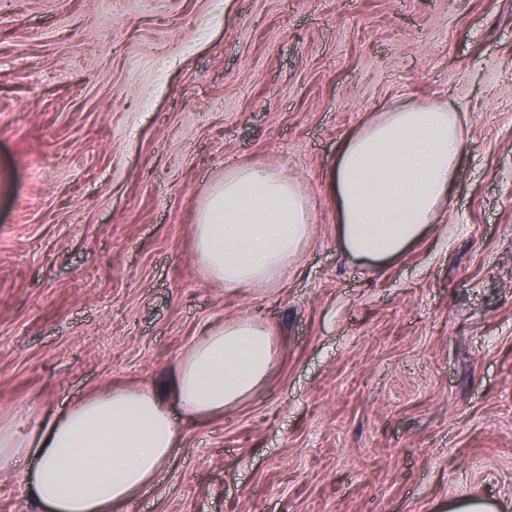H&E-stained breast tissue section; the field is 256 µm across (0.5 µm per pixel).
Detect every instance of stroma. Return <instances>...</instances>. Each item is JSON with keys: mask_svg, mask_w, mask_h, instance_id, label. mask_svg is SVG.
Wrapping results in <instances>:
<instances>
[{"mask_svg": "<svg viewBox=\"0 0 512 512\" xmlns=\"http://www.w3.org/2000/svg\"><path fill=\"white\" fill-rule=\"evenodd\" d=\"M466 114L435 231L349 259L331 173L395 105ZM309 197L295 274L197 264L228 166ZM272 333L130 512H512V0H0V417L148 387L210 327Z\"/></svg>", "mask_w": 512, "mask_h": 512, "instance_id": "1", "label": "stroma"}]
</instances>
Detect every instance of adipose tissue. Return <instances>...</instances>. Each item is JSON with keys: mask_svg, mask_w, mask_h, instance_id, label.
Masks as SVG:
<instances>
[{"mask_svg": "<svg viewBox=\"0 0 512 512\" xmlns=\"http://www.w3.org/2000/svg\"><path fill=\"white\" fill-rule=\"evenodd\" d=\"M464 136L456 113L438 105L392 107L351 135L331 176L345 253L391 261L420 239L452 191ZM311 218L283 171L228 167L199 209L197 261L228 288L274 284L298 263ZM273 362L270 331L240 317L198 339L165 386L189 419L206 420L259 386ZM179 446L157 389L116 387L34 423L1 425L0 470L19 472L46 512H119Z\"/></svg>", "mask_w": 512, "mask_h": 512, "instance_id": "obj_1", "label": "adipose tissue"}]
</instances>
